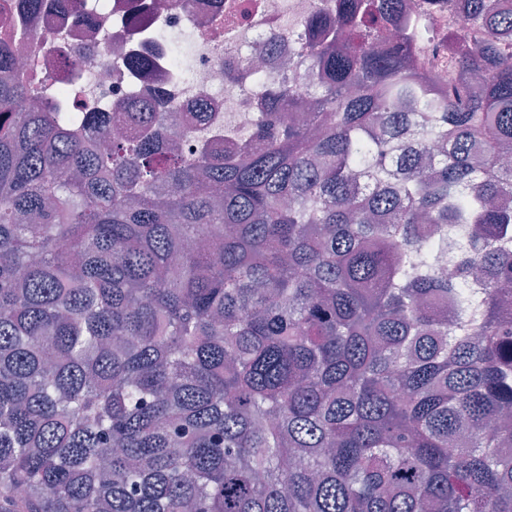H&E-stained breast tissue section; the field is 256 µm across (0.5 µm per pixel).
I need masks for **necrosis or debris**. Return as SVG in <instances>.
Listing matches in <instances>:
<instances>
[{
  "mask_svg": "<svg viewBox=\"0 0 512 512\" xmlns=\"http://www.w3.org/2000/svg\"><path fill=\"white\" fill-rule=\"evenodd\" d=\"M87 0L84 19L45 7L19 13V27L44 34L41 42H23L17 56L29 65L34 85L51 82L59 57L85 58L71 79L88 103L124 102L148 97L162 88L179 113L182 126H195L200 113L216 123L249 126L256 110L254 75L266 85L289 74L304 75L299 37L315 13L335 17L334 0ZM424 22L426 37L416 51V67L440 89L448 87L443 66L444 39L460 16L447 0H408ZM282 37V62L270 63L264 51L270 35ZM148 61L146 70L126 71L127 57Z\"/></svg>",
  "mask_w": 512,
  "mask_h": 512,
  "instance_id": "obj_1",
  "label": "necrosis or debris"
}]
</instances>
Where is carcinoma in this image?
<instances>
[{
    "mask_svg": "<svg viewBox=\"0 0 512 512\" xmlns=\"http://www.w3.org/2000/svg\"><path fill=\"white\" fill-rule=\"evenodd\" d=\"M335 2L189 151L0 42V512H512V0ZM424 22L426 37L416 51V67L436 85L448 91V72L443 68L444 39L448 29L460 26V13L448 12L446 0H406Z\"/></svg>",
    "mask_w": 512,
    "mask_h": 512,
    "instance_id": "cac0c4a2",
    "label": "carcinoma"
}]
</instances>
